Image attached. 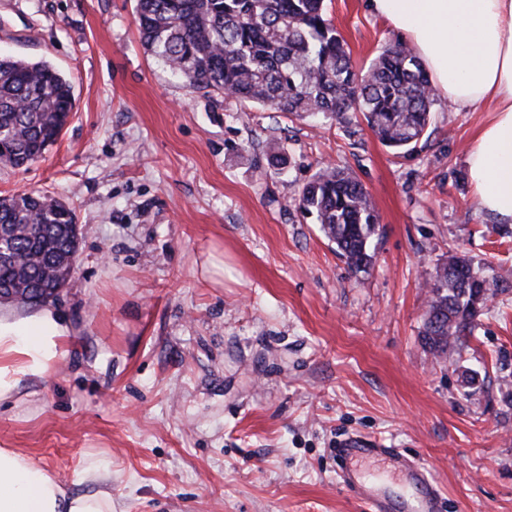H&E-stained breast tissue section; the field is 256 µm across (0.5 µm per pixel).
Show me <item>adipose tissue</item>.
I'll return each instance as SVG.
<instances>
[{
  "label": "adipose tissue",
  "instance_id": "adipose-tissue-1",
  "mask_svg": "<svg viewBox=\"0 0 512 512\" xmlns=\"http://www.w3.org/2000/svg\"><path fill=\"white\" fill-rule=\"evenodd\" d=\"M369 9L412 42L433 89L457 110L490 113L467 165L479 206L512 222V0H367ZM71 328L47 307L0 313V402L22 377L43 375L64 354ZM94 492L74 494L29 457L0 448V512H112V475L91 462Z\"/></svg>",
  "mask_w": 512,
  "mask_h": 512
}]
</instances>
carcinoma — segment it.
<instances>
[{"label": "carcinoma", "instance_id": "cac0c4a2", "mask_svg": "<svg viewBox=\"0 0 512 512\" xmlns=\"http://www.w3.org/2000/svg\"><path fill=\"white\" fill-rule=\"evenodd\" d=\"M145 50L195 91L227 93L277 112L338 117L362 114L386 147L407 154L427 133L434 102L415 51L394 41L362 75L346 42L326 18L324 0H136ZM73 108L70 82L47 61L0 54V164L20 168L60 137ZM315 216L354 272L371 264L378 215L366 188L348 172L323 167L294 197ZM75 215L45 195L0 197L4 298L24 305L57 299L43 287L65 286L78 258ZM421 339L433 355L458 353L488 300L506 286L489 285L472 260L450 253L426 282Z\"/></svg>", "mask_w": 512, "mask_h": 512}]
</instances>
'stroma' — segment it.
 <instances>
[{"instance_id": "35a3bbf8", "label": "stroma", "mask_w": 512, "mask_h": 512, "mask_svg": "<svg viewBox=\"0 0 512 512\" xmlns=\"http://www.w3.org/2000/svg\"><path fill=\"white\" fill-rule=\"evenodd\" d=\"M325 7L357 69L397 36L366 0ZM0 54L49 61L74 96L43 157L0 165V196L60 199L81 232L53 303L70 346L0 403V448L73 492L100 463L112 512H368L333 453L356 434L423 462L444 512H512V234L466 164L488 113L436 98L403 156L354 112L197 93L143 48L135 0H0ZM326 165L373 198L367 272L289 206ZM452 251L511 288L440 359L425 283Z\"/></svg>"}]
</instances>
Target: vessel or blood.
I'll return each instance as SVG.
<instances>
[{
  "instance_id": "vessel-or-blood-1",
  "label": "vessel or blood",
  "mask_w": 512,
  "mask_h": 512,
  "mask_svg": "<svg viewBox=\"0 0 512 512\" xmlns=\"http://www.w3.org/2000/svg\"><path fill=\"white\" fill-rule=\"evenodd\" d=\"M336 456L347 465L344 481L355 489L359 498L370 503L372 512H440L442 493L427 468L408 464L395 449L381 447L359 435H349L339 441ZM370 456L389 458L394 467L403 470L407 494L393 499L386 487L363 481L356 470L350 469L351 461Z\"/></svg>"
}]
</instances>
